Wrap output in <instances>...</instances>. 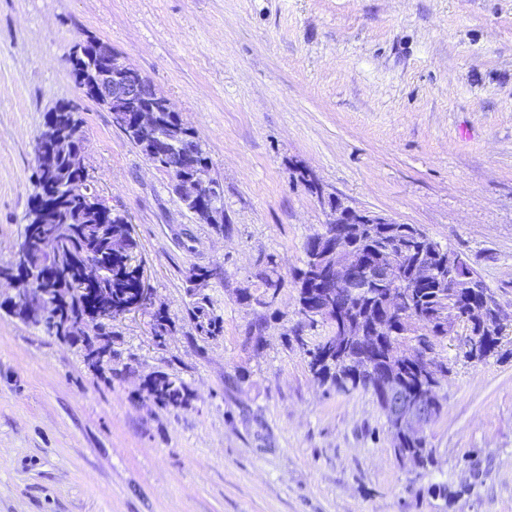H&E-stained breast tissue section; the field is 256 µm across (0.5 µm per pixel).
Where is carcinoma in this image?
I'll use <instances>...</instances> for the list:
<instances>
[{
    "instance_id": "cac0c4a2",
    "label": "carcinoma",
    "mask_w": 512,
    "mask_h": 512,
    "mask_svg": "<svg viewBox=\"0 0 512 512\" xmlns=\"http://www.w3.org/2000/svg\"><path fill=\"white\" fill-rule=\"evenodd\" d=\"M91 40L80 44L71 59L80 90H85L88 81L90 62L89 50ZM58 127L62 133V142L49 158L36 162L31 175L33 187L32 198L41 197L47 204L45 214L33 217L26 213L25 224L30 233L25 248V262L36 268L48 258L45 246L54 243L53 259L58 264L59 277L52 287L53 295L44 301L46 311L42 326L51 336L63 335L62 328L69 314L83 308V304L98 290L107 294L112 306L122 305L133 288L137 287L136 269L140 267L138 253L139 242L130 237L123 243V251L113 249V241L122 230L123 218L119 213H112L107 207L102 211L101 220H95L87 212L89 199L96 195L88 182V174L81 163V126L76 112H59ZM115 125L122 131L128 141L136 146L145 158L153 163L155 158L151 150L152 138L147 133L135 129L130 123L117 120ZM155 132L167 135L174 140L176 153L181 156L182 168L176 170V176H187L196 167L209 171L212 163L207 152L195 136L194 128L183 120L177 112L157 113ZM401 242L405 248L406 267L419 255L416 236L425 237L424 263L437 266L436 255L443 246L425 236V232L415 224H401ZM336 233V225L327 224L323 231L310 236L304 244L305 261L303 267L295 271L294 279L298 288L299 299H318L313 294L318 288H328L330 283H310L311 257L321 245L322 238ZM478 287L470 292H461L458 300L460 313L467 307L483 302L487 288L482 280H477ZM453 287V281L439 274L431 277L427 283L407 274L406 288L410 293L413 309L424 316H432L441 307L442 297ZM194 297L187 314L197 335L203 339H214L223 335L224 320L214 313L210 296L204 292L189 288ZM335 302L348 308L355 315L366 319L374 316L380 308L367 306V300L350 297L340 293ZM73 336L83 337L85 358L93 368L101 370L112 368V358L103 361L92 353H109L112 347V324L89 323L87 327L71 332ZM447 337L444 331L434 324L421 329L419 342L423 350L435 354L436 343ZM393 336H383L371 345L359 342L347 344L339 354L326 360L321 358L324 341H319L306 350L308 367L314 377L329 382L336 390L346 392L363 388L373 394L380 408H385L388 390L400 388L410 397L432 394L438 408H443V397L438 388L440 382H429L420 378L409 365L398 366L393 356ZM147 394L166 407H183L189 402L186 383L177 376L161 373L144 385ZM413 449L419 458L418 468H426L432 461V451L428 444L406 438L397 440L392 434V450Z\"/></svg>"
}]
</instances>
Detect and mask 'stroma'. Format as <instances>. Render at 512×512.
<instances>
[{
    "instance_id": "obj_1",
    "label": "stroma",
    "mask_w": 512,
    "mask_h": 512,
    "mask_svg": "<svg viewBox=\"0 0 512 512\" xmlns=\"http://www.w3.org/2000/svg\"><path fill=\"white\" fill-rule=\"evenodd\" d=\"M91 38L195 129L223 228L78 89L69 57ZM69 101L91 185L129 217L172 327L159 342L149 311L114 321L103 374L81 343L9 314L0 283V512H512V322L483 361L459 336L437 344L434 464L412 470L370 392L311 374L305 348L329 327L299 315L293 281L328 195L421 227L512 312V0H0V261L43 117ZM270 262L274 291L257 277ZM197 267L217 271L214 339L187 315ZM161 372L188 385L187 407L147 395Z\"/></svg>"
}]
</instances>
